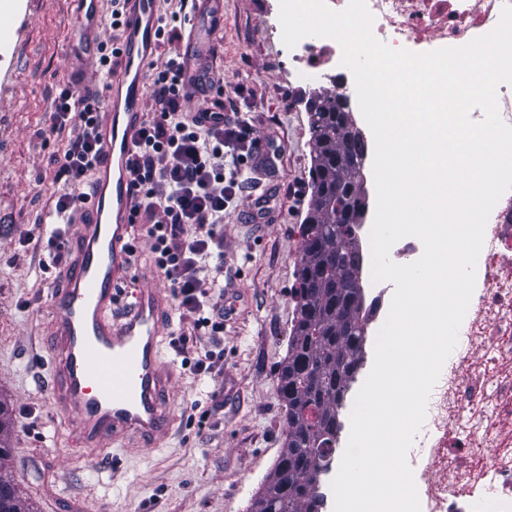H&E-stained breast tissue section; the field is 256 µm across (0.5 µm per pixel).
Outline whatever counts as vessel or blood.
Listing matches in <instances>:
<instances>
[{"mask_svg": "<svg viewBox=\"0 0 512 512\" xmlns=\"http://www.w3.org/2000/svg\"><path fill=\"white\" fill-rule=\"evenodd\" d=\"M158 0H126L120 64L107 87L98 128L101 152L86 216L69 247L64 281L50 303L51 400L72 426L70 442L86 459L113 447L155 446L173 423V365L161 341L172 318L162 289H134L118 310L121 287L134 275L130 249L133 199L127 161L144 113L143 84L158 49ZM220 0H197L184 47L189 75L208 55L209 27Z\"/></svg>", "mask_w": 512, "mask_h": 512, "instance_id": "obj_1", "label": "vessel or blood"}]
</instances>
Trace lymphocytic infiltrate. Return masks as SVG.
Listing matches in <instances>:
<instances>
[{
    "label": "lymphocytic infiltrate",
    "instance_id": "f902f5d3",
    "mask_svg": "<svg viewBox=\"0 0 512 512\" xmlns=\"http://www.w3.org/2000/svg\"><path fill=\"white\" fill-rule=\"evenodd\" d=\"M180 55L166 58L151 74L155 112L142 121L127 161L133 188V215L147 217L155 266L169 282L177 308L198 327L224 330V306L214 294L223 264L208 260L224 252V212L243 187L240 166L252 160L258 134L245 113L211 100L195 112L185 111L189 93H206L222 78L187 84ZM99 97L64 91L52 114L51 131L68 134L59 159L58 178L69 189L58 194V223H72L88 194V177L99 157Z\"/></svg>",
    "mask_w": 512,
    "mask_h": 512
}]
</instances>
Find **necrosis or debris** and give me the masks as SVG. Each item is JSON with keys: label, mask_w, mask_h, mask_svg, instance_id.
<instances>
[{"label": "necrosis or debris", "mask_w": 512, "mask_h": 512, "mask_svg": "<svg viewBox=\"0 0 512 512\" xmlns=\"http://www.w3.org/2000/svg\"><path fill=\"white\" fill-rule=\"evenodd\" d=\"M512 0H366L373 33L391 47L434 42L458 47L492 31ZM289 69L349 95L341 48L306 37L288 51ZM476 268L475 289L459 328L468 367L444 364L423 435L417 485L421 512H512V191L492 210Z\"/></svg>", "instance_id": "1"}]
</instances>
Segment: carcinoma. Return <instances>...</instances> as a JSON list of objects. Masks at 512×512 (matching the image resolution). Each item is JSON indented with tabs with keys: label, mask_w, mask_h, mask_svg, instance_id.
I'll return each instance as SVG.
<instances>
[{
	"label": "carcinoma",
	"mask_w": 512,
	"mask_h": 512,
	"mask_svg": "<svg viewBox=\"0 0 512 512\" xmlns=\"http://www.w3.org/2000/svg\"><path fill=\"white\" fill-rule=\"evenodd\" d=\"M309 111L314 146L312 194L301 225L297 317L279 371L286 439L250 512H319L322 493L311 482L316 461L331 467L340 412L363 365L362 341L376 302L356 283L362 251L345 214L362 205L363 146L346 128L345 98L316 94ZM0 401V468L12 456ZM0 512H30L13 481L0 476Z\"/></svg>",
	"instance_id": "obj_1"
}]
</instances>
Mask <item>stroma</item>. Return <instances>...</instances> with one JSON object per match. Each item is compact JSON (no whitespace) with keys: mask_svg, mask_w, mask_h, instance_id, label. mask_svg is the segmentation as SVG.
<instances>
[{"mask_svg":"<svg viewBox=\"0 0 512 512\" xmlns=\"http://www.w3.org/2000/svg\"><path fill=\"white\" fill-rule=\"evenodd\" d=\"M275 0H223L209 62L224 96L280 147L271 221L248 220L251 193L224 214V373L182 367L210 348L207 329L173 315L182 350L163 343L176 368L174 422L154 448L87 461L50 400L51 294L64 276L43 242L66 140L50 130L63 89L100 88L87 39H112L111 0L87 22L78 0H0V397L9 404L10 476L33 512H248L285 440L278 368L296 317L299 226L311 198L310 92L288 74L267 33Z\"/></svg>","mask_w":512,"mask_h":512,"instance_id":"1","label":"stroma"}]
</instances>
